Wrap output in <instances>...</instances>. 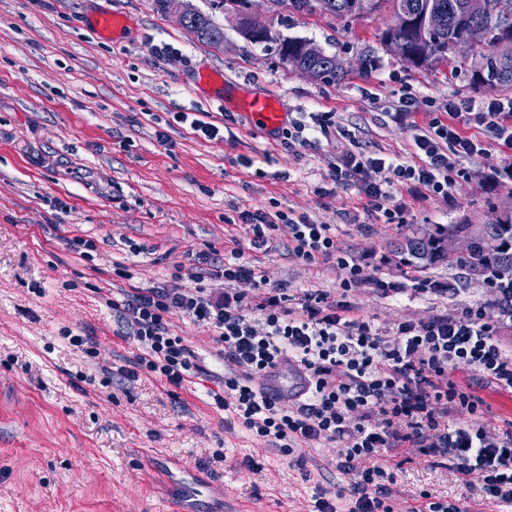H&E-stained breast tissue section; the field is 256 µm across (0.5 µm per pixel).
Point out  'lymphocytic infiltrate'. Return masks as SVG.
<instances>
[{
	"instance_id": "1",
	"label": "lymphocytic infiltrate",
	"mask_w": 512,
	"mask_h": 512,
	"mask_svg": "<svg viewBox=\"0 0 512 512\" xmlns=\"http://www.w3.org/2000/svg\"><path fill=\"white\" fill-rule=\"evenodd\" d=\"M315 133L350 136L335 126L332 113L314 112L309 121L293 122L284 138L306 146ZM489 137L512 152V98H452L445 114L416 130L410 161L351 149L337 156L329 178L338 187L356 186L372 217L401 226L413 207L450 197L464 174L460 159L485 154ZM240 220L248 226L249 249L230 250L219 262L198 255L191 274L198 288L138 287L116 303L138 349L122 376L132 380L145 370L179 389L204 374L194 351L169 327V313L180 312L214 333L224 361V391L214 394L215 406L285 456L337 444L338 470L355 477L350 512H393L396 478L387 455L406 448L446 461L476 495L511 508L512 420L504 429H489L481 419V392L512 394V354L501 336L512 327V281L493 274L484 280L496 295L498 321L468 306L424 320L401 317L383 332L355 301L356 290L393 298L410 289L428 298L447 294V286L369 276L339 246L332 225L303 214L245 210ZM282 224L289 255L335 272L338 296L270 282L261 259L273 250V232ZM209 266L224 279V291L202 287ZM245 283L250 291H242ZM284 368L301 378L285 400L265 385Z\"/></svg>"
}]
</instances>
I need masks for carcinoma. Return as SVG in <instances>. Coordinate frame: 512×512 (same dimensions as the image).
<instances>
[{
	"label": "carcinoma",
	"instance_id": "obj_1",
	"mask_svg": "<svg viewBox=\"0 0 512 512\" xmlns=\"http://www.w3.org/2000/svg\"><path fill=\"white\" fill-rule=\"evenodd\" d=\"M276 9H286L301 14L320 13L338 19H352L358 14L376 12L386 6L397 9L405 5L415 8L428 5L440 9L445 17L440 31L427 35L420 31H407L393 37L397 45V58L413 67H424L442 56L448 55L451 46L461 38H467L479 47L471 67L473 83L480 87H512V49L502 55L494 42L506 37L512 39V30L503 34L505 17L512 18V0H493L497 11L483 15L469 12L470 0H358L359 12L349 6V0H274ZM197 39L218 47L224 40V28L207 15L195 13ZM252 43H275L283 61L295 70L314 68L318 78L336 80L340 71L331 68L333 56L318 59L305 52L307 41L288 39L282 42L268 33L251 35ZM464 233L469 239L465 253L454 255L448 251V237ZM394 253L410 268L422 269L435 263H448L464 268L468 275L480 279L490 271L512 276V215L500 217L492 224H451L444 231L432 236H406L394 242Z\"/></svg>",
	"mask_w": 512,
	"mask_h": 512
}]
</instances>
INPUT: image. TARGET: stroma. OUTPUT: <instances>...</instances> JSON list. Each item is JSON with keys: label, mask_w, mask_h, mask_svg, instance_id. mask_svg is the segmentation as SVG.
Returning <instances> with one entry per match:
<instances>
[{"label": "stroma", "mask_w": 512, "mask_h": 512, "mask_svg": "<svg viewBox=\"0 0 512 512\" xmlns=\"http://www.w3.org/2000/svg\"><path fill=\"white\" fill-rule=\"evenodd\" d=\"M212 17L224 44L197 40L181 21L184 6ZM110 10L132 25L117 40L98 38L89 17ZM254 17L283 38H304L343 64L342 81H315L287 66L273 46L253 44L221 0H0V512H165L164 477L139 465L142 452L186 460L218 481L223 497L203 496L194 512H311L316 488L349 493L353 476L336 468L325 444L281 456L217 409V346L207 328L180 313L170 328L186 339L206 374L185 388L122 366L136 354L124 338L112 300L133 286L193 287L187 272L198 253L220 258L248 248L241 211L278 204L336 227V239L368 274L399 279L391 245L436 225L488 224L512 213V184L490 187L485 175L504 163L496 144L464 161L451 200L436 199L395 226L357 212L358 192L328 184L330 162L357 145L409 160L416 127L444 111L449 98L484 99L473 84L471 55H449L424 68L383 51L389 9L353 19L268 12ZM171 53L155 54L154 46ZM380 65L364 72L361 53ZM205 70L223 72L221 92L237 98L267 93L288 120L329 112L355 141L319 138L288 147L281 134L255 128L219 90L199 86ZM181 112L219 127L217 137L178 122ZM356 222H348V213ZM93 242L88 256L70 241ZM271 282L291 289L335 291L336 275L275 251L263 260ZM423 276L448 284V297L386 300L356 294L381 329L394 319L428 318L433 310L481 304L498 318L495 295L482 280L439 263ZM89 338L93 350L72 346ZM223 451V460L213 457ZM396 512L416 506L420 491L452 500L463 512H489L452 469L414 457L396 472Z\"/></svg>", "instance_id": "stroma-1"}]
</instances>
